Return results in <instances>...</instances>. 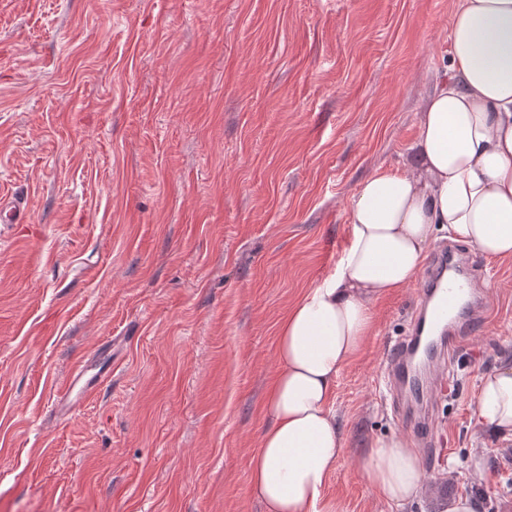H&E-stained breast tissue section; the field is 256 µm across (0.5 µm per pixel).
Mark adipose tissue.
Segmentation results:
<instances>
[{
    "instance_id": "obj_1",
    "label": "adipose tissue",
    "mask_w": 512,
    "mask_h": 512,
    "mask_svg": "<svg viewBox=\"0 0 512 512\" xmlns=\"http://www.w3.org/2000/svg\"><path fill=\"white\" fill-rule=\"evenodd\" d=\"M451 74L422 101L414 167L369 176L349 206L350 241L333 272L281 321L280 371L249 461L263 512H342L326 493L344 448L336 378L375 332L373 301L414 283L436 230L494 259L512 258V0H458ZM480 424L512 437V364L481 379ZM361 474L384 501L423 487L407 440H376Z\"/></svg>"
}]
</instances>
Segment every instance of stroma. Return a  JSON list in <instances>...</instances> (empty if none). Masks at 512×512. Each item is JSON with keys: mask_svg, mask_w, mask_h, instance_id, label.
I'll return each instance as SVG.
<instances>
[{"mask_svg": "<svg viewBox=\"0 0 512 512\" xmlns=\"http://www.w3.org/2000/svg\"><path fill=\"white\" fill-rule=\"evenodd\" d=\"M456 0H0V512H263L248 463L279 371V321L349 241L350 201L409 154L446 75ZM490 313L448 365L419 494L361 464L411 439L388 345L417 285L375 302L336 380L344 512H512V438L482 427L512 361V260L476 254ZM117 341L69 418L72 370Z\"/></svg>", "mask_w": 512, "mask_h": 512, "instance_id": "1", "label": "stroma"}]
</instances>
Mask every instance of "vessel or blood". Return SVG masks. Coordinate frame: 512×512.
Instances as JSON below:
<instances>
[{"mask_svg": "<svg viewBox=\"0 0 512 512\" xmlns=\"http://www.w3.org/2000/svg\"><path fill=\"white\" fill-rule=\"evenodd\" d=\"M435 265L442 269V277L425 281L418 322L409 336L391 346L388 355L395 408L427 457L433 455L435 445L432 416L416 412L415 407L445 394L448 362L474 325L488 317L486 306L470 288L472 271L463 253L441 247ZM100 382V374L90 375L85 368H77L57 403L59 410L66 413L79 408Z\"/></svg>", "mask_w": 512, "mask_h": 512, "instance_id": "obj_1", "label": "vessel or blood"}]
</instances>
